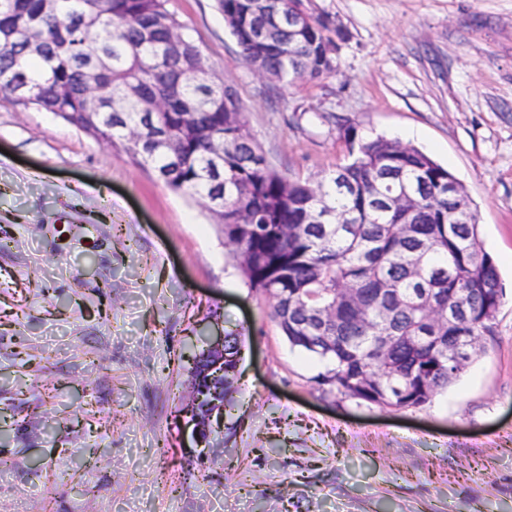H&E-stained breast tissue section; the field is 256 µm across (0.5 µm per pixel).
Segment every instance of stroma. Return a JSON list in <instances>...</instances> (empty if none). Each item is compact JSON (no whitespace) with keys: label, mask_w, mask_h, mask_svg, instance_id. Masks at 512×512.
<instances>
[{"label":"stroma","mask_w":512,"mask_h":512,"mask_svg":"<svg viewBox=\"0 0 512 512\" xmlns=\"http://www.w3.org/2000/svg\"><path fill=\"white\" fill-rule=\"evenodd\" d=\"M337 70L271 81L217 0H168L282 175L357 138L411 144L465 189L504 297L484 352L424 406L325 392L208 204L52 113L0 98V512H512V0H303ZM243 330L207 440L187 414L210 339Z\"/></svg>","instance_id":"stroma-1"}]
</instances>
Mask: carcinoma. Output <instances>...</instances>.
I'll list each match as a JSON object with an SVG mask.
<instances>
[{"label":"carcinoma","instance_id":"obj_1","mask_svg":"<svg viewBox=\"0 0 512 512\" xmlns=\"http://www.w3.org/2000/svg\"><path fill=\"white\" fill-rule=\"evenodd\" d=\"M168 0H0V97L119 142L175 192L208 201L250 287L273 299L289 345L316 360V383L405 409L448 388L493 334L503 299L474 214L448 169L413 146L345 128L352 161L312 186L279 174L222 79ZM241 58L270 79L335 72V29L319 17L272 40L256 30L300 0H218ZM91 112L108 119L93 128ZM454 292L469 315L442 319ZM241 335L224 343V406Z\"/></svg>","mask_w":512,"mask_h":512}]
</instances>
